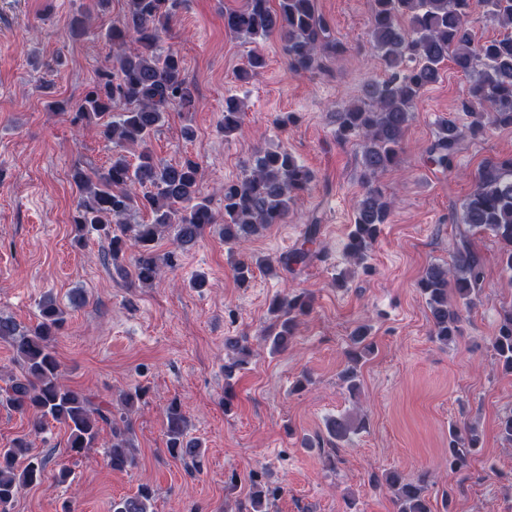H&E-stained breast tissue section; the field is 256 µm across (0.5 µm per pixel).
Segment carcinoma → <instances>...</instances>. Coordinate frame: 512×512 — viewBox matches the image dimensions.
Masks as SVG:
<instances>
[{
  "mask_svg": "<svg viewBox=\"0 0 512 512\" xmlns=\"http://www.w3.org/2000/svg\"><path fill=\"white\" fill-rule=\"evenodd\" d=\"M246 0L245 7L224 15L228 30L250 39L277 35L293 74L320 67L324 51L340 53L339 42L329 21L318 13L316 0ZM481 6L504 29L501 37L476 44L470 17ZM128 21L105 33L112 47V70L98 81L76 105L74 121L95 117L102 134L122 148L140 147L136 163L120 152L111 163L88 176L77 166L72 178L81 196L72 222L81 232L90 226L103 231L109 240L107 259L126 278L146 284L154 281L165 266L175 262V252L160 253L156 242L166 230L183 248L195 243L216 223L210 201L198 196L200 165L187 158L176 164L157 161L149 148L151 136L175 108L190 112L198 104L196 88L185 74L182 62L161 47L162 35L176 15L178 0H126ZM372 44L383 62L387 77L365 90L364 99L336 113V136L342 142L356 141L362 147V169L366 182L399 161L400 143L412 118L422 90L437 82L441 65L451 60L471 76L458 111L469 122L458 126L442 123L434 141L424 149L425 163L442 171L454 167L457 154L467 139L484 135L491 126L512 127V0H374ZM242 102L224 98L222 129L228 137L241 129ZM315 175L288 151H259L242 177L224 183V243L241 246L274 224L282 223L291 204L309 190ZM151 212L149 224H131L135 210ZM391 202L381 192L367 188L355 205L348 255L361 262L387 223ZM459 233L451 263L431 265L418 281L431 316V336L446 344L458 335L460 307L471 308L479 301L484 281L480 259L470 246L472 232H489L500 244L503 270L512 273V154L484 161L473 173V188L462 203ZM319 225L308 226L303 242L278 264L283 268L306 263L312 256ZM133 257H128V253ZM132 259V271L126 261ZM272 267L266 260L243 256L234 265L237 283L250 282L254 269ZM458 304H448V287ZM313 297L307 293L278 297L270 305L272 322L263 333L270 351L278 353L293 342L299 318L310 313ZM65 322V311L52 298L40 305V321L31 328L0 316V340L12 345L22 375L0 394V407L34 416L33 427L41 430L54 421L68 431V448L81 456L95 447L100 431L109 427L112 442L108 465L124 471L136 463L132 443L134 428L128 415L115 416L111 408L87 394L75 391L60 380V365L51 344ZM349 365L341 379L350 391L358 388L359 365L373 349L368 330L361 326L350 336ZM227 360L224 378L249 364L253 348L244 337L225 342ZM498 362L512 371V306L503 309L502 320L492 340ZM353 423L343 417L328 421L329 437L348 438ZM166 450L169 455L199 466L205 455L199 441L188 437L187 419L180 402L165 409ZM480 445L478 430L469 426L452 431L448 464L455 470L469 466ZM30 444L17 438L0 448V507L6 508L19 490L38 482L47 459L33 455ZM385 481L394 490L397 512H432L425 494V480L387 473ZM278 488L255 480L247 497L245 512H271ZM154 493L142 485L131 496L112 501V512H150Z\"/></svg>",
  "mask_w": 512,
  "mask_h": 512,
  "instance_id": "1",
  "label": "carcinoma"
}]
</instances>
